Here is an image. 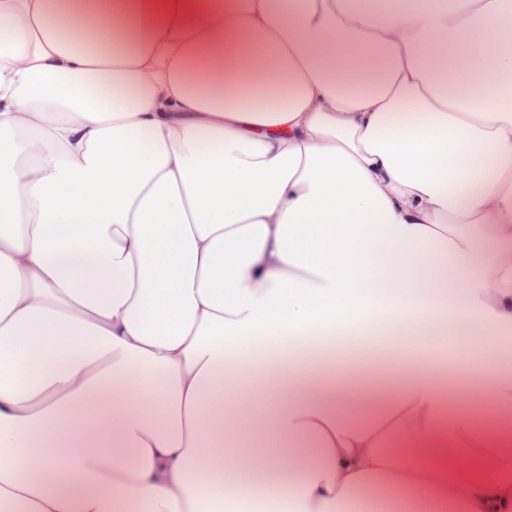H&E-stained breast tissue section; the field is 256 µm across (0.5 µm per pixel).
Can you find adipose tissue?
Here are the masks:
<instances>
[{"label": "adipose tissue", "instance_id": "adipose-tissue-1", "mask_svg": "<svg viewBox=\"0 0 512 512\" xmlns=\"http://www.w3.org/2000/svg\"><path fill=\"white\" fill-rule=\"evenodd\" d=\"M488 336L512 0H0V512H512ZM496 350H499V346L495 347L488 344L483 348L482 353H479L465 343H458L448 346V356L459 359L467 364H475L480 362L483 358H488L489 355ZM448 378L454 381V385L465 398V406L473 414L478 415L479 411L491 408V406L494 405L495 399L492 395V390L486 387L480 388L478 386L477 390L473 391L471 380L476 381V379L468 369L449 373Z\"/></svg>", "mask_w": 512, "mask_h": 512}]
</instances>
